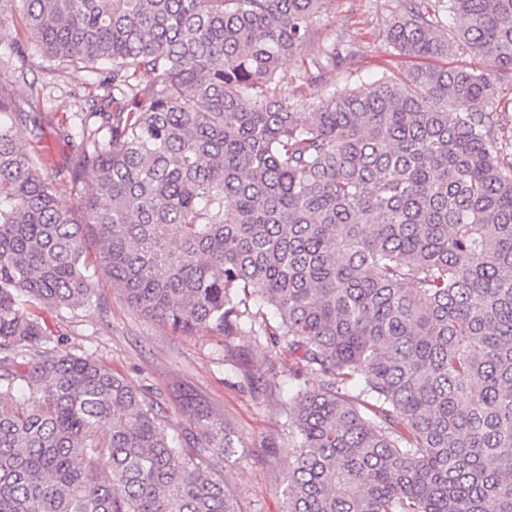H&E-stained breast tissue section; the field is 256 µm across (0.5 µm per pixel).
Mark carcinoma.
Listing matches in <instances>:
<instances>
[{"label": "carcinoma", "mask_w": 512, "mask_h": 512, "mask_svg": "<svg viewBox=\"0 0 512 512\" xmlns=\"http://www.w3.org/2000/svg\"><path fill=\"white\" fill-rule=\"evenodd\" d=\"M327 2L0 0L14 82L40 59L105 91L64 184L39 95L0 86V512H241L221 415L174 421L55 352L42 312L101 280L177 332L297 354L286 512H512V0H396L414 64L342 88L360 45L313 39ZM459 51L495 70L433 64Z\"/></svg>", "instance_id": "cac0c4a2"}]
</instances>
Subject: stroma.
<instances>
[{
	"label": "stroma",
	"instance_id": "obj_1",
	"mask_svg": "<svg viewBox=\"0 0 512 512\" xmlns=\"http://www.w3.org/2000/svg\"><path fill=\"white\" fill-rule=\"evenodd\" d=\"M395 0H331L315 26L318 39L342 35L360 43L362 50L349 71H336L332 79L347 77L370 82L385 74L404 71L409 62L396 55L383 30ZM44 108L51 115L45 124L42 147L49 160L51 179L65 175L77 138L76 115L95 94L85 74L54 79L34 73ZM91 307L75 313H46V321L59 333L58 351L91 354L136 386L147 389L165 415L177 418L180 400L190 393L221 413L243 438L224 464V476L242 512H283L281 480L290 460L281 453L288 443L281 405L292 384L278 378L275 385L257 389L249 377L257 371L287 369L294 362L287 347L270 348L251 336L226 338L204 330L193 336L142 316L109 283L99 282Z\"/></svg>",
	"mask_w": 512,
	"mask_h": 512
}]
</instances>
